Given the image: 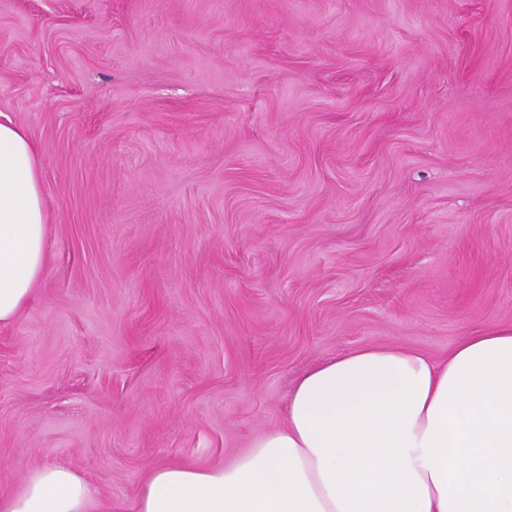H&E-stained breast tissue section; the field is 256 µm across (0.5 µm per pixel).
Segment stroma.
<instances>
[{
  "instance_id": "obj_1",
  "label": "stroma",
  "mask_w": 512,
  "mask_h": 512,
  "mask_svg": "<svg viewBox=\"0 0 512 512\" xmlns=\"http://www.w3.org/2000/svg\"><path fill=\"white\" fill-rule=\"evenodd\" d=\"M52 209L0 326V493L112 512L231 462L311 366L512 327V0H0ZM96 490L73 469H36L17 490L0 493V512H102Z\"/></svg>"
}]
</instances>
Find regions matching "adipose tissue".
<instances>
[{
	"instance_id": "1",
	"label": "adipose tissue",
	"mask_w": 512,
	"mask_h": 512,
	"mask_svg": "<svg viewBox=\"0 0 512 512\" xmlns=\"http://www.w3.org/2000/svg\"><path fill=\"white\" fill-rule=\"evenodd\" d=\"M51 209L38 149L0 114V325L47 266ZM73 469H36L0 512H97ZM135 512H512V328L465 337L447 359L370 346L302 373L284 423L230 463L166 465Z\"/></svg>"
}]
</instances>
